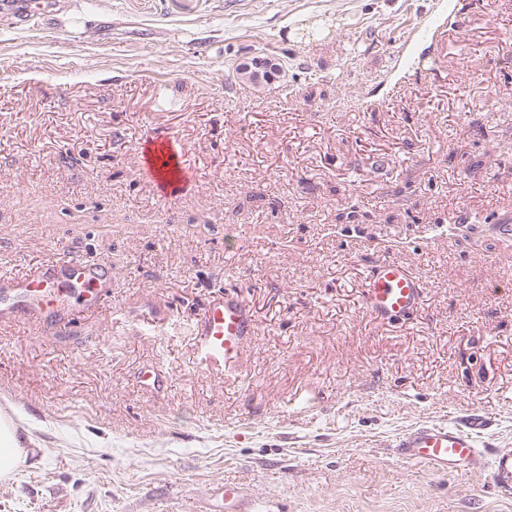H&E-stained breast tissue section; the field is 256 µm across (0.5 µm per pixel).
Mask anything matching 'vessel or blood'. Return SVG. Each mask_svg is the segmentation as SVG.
<instances>
[{"mask_svg":"<svg viewBox=\"0 0 512 512\" xmlns=\"http://www.w3.org/2000/svg\"><path fill=\"white\" fill-rule=\"evenodd\" d=\"M153 150L146 167L161 197L177 195L184 169L169 139L152 140ZM365 308L381 323L409 318L419 308L422 288L419 278L403 265L385 261L366 275ZM108 289L94 265L68 259H53L26 275H0V322L23 317L33 326L55 322L59 333H67L68 311L74 306L92 309ZM254 333L250 309L235 292L212 297L203 317L195 324L198 364L204 370L226 373L233 369L245 343ZM399 456L427 471L443 475L485 472L495 494L512 499V450H490L470 432L460 427L423 423L405 430L395 440ZM225 512H244L239 503L242 487L234 481L217 489Z\"/></svg>","mask_w":512,"mask_h":512,"instance_id":"1","label":"vessel or blood"}]
</instances>
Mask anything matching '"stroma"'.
Returning <instances> with one entry per match:
<instances>
[{
	"mask_svg": "<svg viewBox=\"0 0 512 512\" xmlns=\"http://www.w3.org/2000/svg\"><path fill=\"white\" fill-rule=\"evenodd\" d=\"M454 14H447L448 2ZM430 32L415 51L404 40ZM270 56L256 88L235 67ZM187 168L162 201L144 144ZM512 0H53L0 16V274L99 263L55 335L0 323V412L40 444L0 512H512L394 446L422 423L512 450ZM423 282L374 322L378 261ZM255 331L195 362L219 291ZM155 370L154 385L142 383ZM217 494L220 495L226 512H251L250 510L237 506L242 499V487L239 483L224 481V483L217 488Z\"/></svg>",
	"mask_w": 512,
	"mask_h": 512,
	"instance_id": "obj_1",
	"label": "stroma"
}]
</instances>
